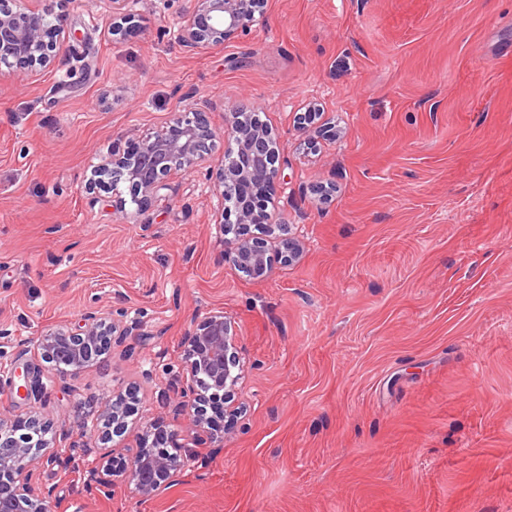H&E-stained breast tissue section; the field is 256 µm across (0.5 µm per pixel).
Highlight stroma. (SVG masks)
<instances>
[{
  "instance_id": "obj_1",
  "label": "stroma",
  "mask_w": 512,
  "mask_h": 512,
  "mask_svg": "<svg viewBox=\"0 0 512 512\" xmlns=\"http://www.w3.org/2000/svg\"><path fill=\"white\" fill-rule=\"evenodd\" d=\"M14 4L70 43L38 75L0 67V421L46 426L52 512H512V0H269L196 53L176 39L190 0H126L124 38L112 0ZM189 91L213 126L234 108L278 137L268 212L300 255L270 249L268 279L223 261L224 137L143 210L85 188ZM94 308L139 335L73 375L44 362L40 336ZM217 309L244 408L221 442L173 419L185 331ZM27 365L49 395H16ZM158 429L194 454L176 485L89 494V468Z\"/></svg>"
}]
</instances>
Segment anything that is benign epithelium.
I'll return each instance as SVG.
<instances>
[{
  "instance_id": "1",
  "label": "benign epithelium",
  "mask_w": 512,
  "mask_h": 512,
  "mask_svg": "<svg viewBox=\"0 0 512 512\" xmlns=\"http://www.w3.org/2000/svg\"><path fill=\"white\" fill-rule=\"evenodd\" d=\"M268 0H195V6L181 18L177 37L189 52L222 46L244 35L251 25L264 17ZM140 27L135 14L120 12L112 18V35ZM67 41L62 25L45 19L35 12L0 14V57H10L19 67L35 72L48 67ZM225 124L239 148L240 154L251 155L256 146L264 148V175L253 178L250 168L239 160L224 159L216 171L220 196L228 190H244L249 201L235 209H222L216 222L224 231V262L252 276L267 279L274 273L262 235L271 232L269 215L257 191L273 187L280 179L277 138L266 125L246 127L238 121V113H230ZM217 137L204 109L190 107L174 113L160 129L135 142L126 150L112 151L92 171L86 189L92 193L106 191L117 182L128 184L134 203L142 208L163 188L165 180L177 173H188L205 159L204 146ZM122 312H89L77 327L66 332L44 335L38 347L40 356L55 364L58 354H64L69 371L84 367L89 352H102L114 342H122L139 331L136 321L120 324ZM185 364L190 384L180 391L184 398L180 411L192 418L197 427H204L205 408L209 396H222L223 411L235 414L238 375L235 360L238 352L234 343L232 323L224 311H210L194 318L185 333ZM24 396L34 392L48 393L41 381V372L24 371ZM0 446L13 449L11 456L0 459V481L9 484L12 495L0 498V512H49L48 503L54 495L51 487L39 489L34 498L29 475L43 459H51L48 444L25 443L14 430L0 422ZM188 462L182 447L155 449L148 443L133 451L122 469V477L130 489L142 497H150L167 486L175 474ZM113 470L111 464L95 466L87 480V489L111 495Z\"/></svg>"
}]
</instances>
